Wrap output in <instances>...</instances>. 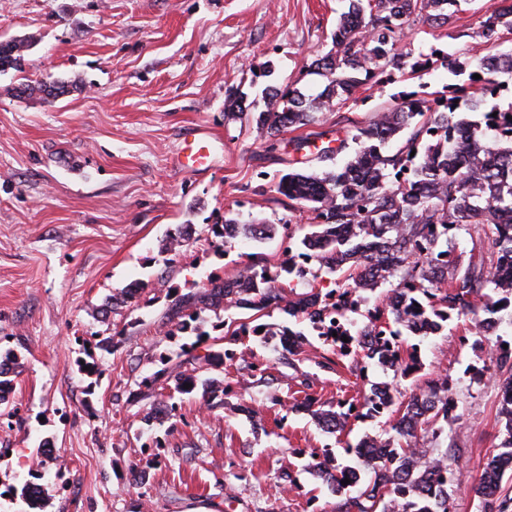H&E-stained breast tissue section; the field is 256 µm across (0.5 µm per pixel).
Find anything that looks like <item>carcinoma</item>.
<instances>
[{
  "label": "carcinoma",
  "instance_id": "obj_1",
  "mask_svg": "<svg viewBox=\"0 0 512 512\" xmlns=\"http://www.w3.org/2000/svg\"><path fill=\"white\" fill-rule=\"evenodd\" d=\"M459 0H349L348 10L336 26V51L312 63V73L326 78L315 97L298 88L271 89L266 109L256 117L257 128L272 139L287 128L315 122L316 113L341 108L368 82L389 83L398 73L415 74L418 65L399 48L406 30L416 21L432 27L451 23ZM512 31V4L498 7L461 37H479L495 53L473 61L460 54H438L431 49L428 63L456 78L444 93L429 98L419 90L401 95L366 126H355L351 140L355 154L335 170L321 173L289 172L277 191L311 213L314 231L301 239L300 257L317 263L313 279L322 273L342 272L336 288L294 298L278 284L280 273L301 276L305 267L290 256L273 274L259 263L247 266L232 280L207 277L197 290L174 291L161 327L167 336L195 337L183 345L184 359L168 372L166 382L184 392V385L201 387V400L212 406L228 381L199 373L212 361L231 354L197 353L209 333L202 328L200 313L232 307L268 312L279 309L291 316L303 315L318 335L333 344V355L316 362L330 369L343 358L359 363L377 362L404 375L417 371L416 345L406 344L420 323L421 336L439 333L457 319L467 332L486 336L500 325L498 313L512 311V283L495 273L501 257L512 255V104L481 111L489 99L512 85L500 74L512 73V50L501 49L503 31ZM26 45L0 42V71L22 68ZM480 78L475 79L473 75ZM39 92L58 98L69 93L63 81L23 84L20 94ZM483 112L484 123L461 116L462 108ZM404 143L389 145L404 130ZM481 229L479 242L468 258L456 254L457 237ZM220 239L216 247L243 236L260 241L271 236L272 224H237L231 220L213 224ZM149 287L137 281L112 295L102 311L132 300ZM382 289L381 301L358 327L351 315L368 302L365 293ZM341 329V335L333 332ZM297 337L282 364L298 369L308 360L306 338ZM348 341H342V337ZM0 404L14 386L18 358L12 352L0 357ZM494 374L504 376L498 417L505 421V437L498 452L488 457L482 475L472 488L477 512H512V352L498 346ZM303 398L299 407L312 413L328 433L343 432L350 422L395 413L387 429L364 442L383 445L384 451L343 465L325 449L303 452L304 467L334 495L336 512H453L459 485L460 450L448 440L463 419L457 401L449 395L448 379L430 377L401 401L388 383L373 384L362 395L336 403L338 410L323 409L306 374L298 376ZM350 483L342 484L344 479Z\"/></svg>",
  "mask_w": 512,
  "mask_h": 512
}]
</instances>
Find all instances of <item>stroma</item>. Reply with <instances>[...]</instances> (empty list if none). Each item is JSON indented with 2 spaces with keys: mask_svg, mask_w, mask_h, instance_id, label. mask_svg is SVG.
Masks as SVG:
<instances>
[{
  "mask_svg": "<svg viewBox=\"0 0 512 512\" xmlns=\"http://www.w3.org/2000/svg\"><path fill=\"white\" fill-rule=\"evenodd\" d=\"M493 2L462 0L449 26L416 23L403 51L487 55V46L461 32ZM344 9L343 0H0V42L29 44L22 68L0 73V353L19 361L0 416V512H25L12 491L28 482L44 489L42 512H333L335 496L303 470L299 451L321 448L353 464L351 446L379 433L385 419L328 434L299 408L301 394L283 379L279 341L297 326L316 351H327L308 322L276 310L260 317L263 335L201 344L232 355L211 370L232 383L214 407L200 391L176 392L175 416L151 419L139 384L182 359V338L159 326L168 287L185 293L256 261L277 269L287 225L309 224L308 212L276 190L288 172L323 168L295 153L292 139H335L340 122L367 124L418 82L431 93L448 84L439 70L367 85L340 110L274 139L226 116L232 91L245 93L257 112L269 86L321 91L325 78L308 67L333 50ZM36 79L73 88L52 102L18 96L17 87ZM192 125L224 142L212 169L195 175L170 165ZM227 219L278 230L260 243L237 238L222 255L201 240L173 258L162 250L183 225L201 236ZM161 275L167 287L156 286ZM135 280L149 284L140 299L101 314L106 298ZM461 334L451 323L419 339L421 367L406 377L369 359L360 376L308 361L300 369L328 408L374 383L391 382L407 395L426 374L447 376L464 410L454 433L461 450L455 512H476L470 487L502 439L500 388L490 378L471 382L469 366H483L491 354L462 343ZM112 336L116 350H102L100 340ZM256 354L268 362L273 387L253 376ZM81 360L96 363L98 373L79 372ZM246 405L261 411L260 423L243 413ZM44 439L53 454L42 466L36 449ZM243 462L253 470L246 482L233 477ZM135 463L147 469L144 484L131 480ZM285 466L296 491L279 478Z\"/></svg>",
  "mask_w": 512,
  "mask_h": 512,
  "instance_id": "35a3bbf8",
  "label": "stroma"
}]
</instances>
